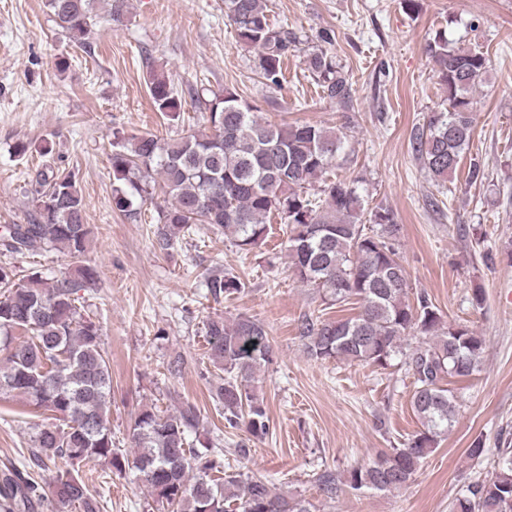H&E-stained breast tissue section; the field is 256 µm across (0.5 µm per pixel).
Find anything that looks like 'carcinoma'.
<instances>
[{
  "label": "carcinoma",
  "instance_id": "1",
  "mask_svg": "<svg viewBox=\"0 0 512 512\" xmlns=\"http://www.w3.org/2000/svg\"><path fill=\"white\" fill-rule=\"evenodd\" d=\"M54 25L74 43L87 44L97 15L93 0H46ZM224 14L240 42L257 50L264 79L281 85L288 52L300 44L292 30L271 23L267 0H224ZM438 66L445 98L428 113L412 148L437 186L444 187L469 150L478 122L472 92L486 79L489 59L448 40L439 32L427 44ZM308 68L330 98L349 97L346 76L336 60L313 53ZM149 92L157 111L180 118L182 99L166 78L150 75ZM209 113V131L178 138L157 134H113L112 176L115 206L133 220L141 206L160 192L168 197L156 210L153 246L167 252L195 224H208L233 238L246 254L268 237L266 219L275 214L286 225L295 275L331 304L355 299L360 311L334 320L306 316L300 335L317 360L338 359L385 367L396 355L415 379L411 398L422 429L401 448L354 466L342 484L393 492L406 487L438 438L453 426L456 401L444 382L478 371L484 339L460 323L443 325L426 296L411 304L408 274L395 249L402 227L382 205L365 215L359 180L329 178L344 152L342 133L314 124L263 121L238 94L197 90ZM34 210L24 224L0 231V250L10 254L57 250L75 262L78 277L48 279L40 272L19 278L0 265V396L21 395L53 422L34 437V459H66L73 466L94 462L112 473L133 472L150 489L154 512H313L314 505L276 491L256 474L224 469V458L198 447L191 434L203 426L198 408L186 403L174 412L142 409L129 431L131 454L116 448L108 414L112 372L100 324L75 303L79 288L98 284L86 258L91 229L78 172L49 163L35 170ZM215 301L244 292L239 279L220 270L204 281ZM419 327L426 341L403 350L409 329ZM208 358L226 373L214 386V400L230 428L243 426L262 439L270 420L255 391L256 372L276 352L265 325L240 315L205 324ZM47 502L53 512H99L89 484L70 469L39 483L16 469L0 473V512H35ZM456 512H512V450L501 451L495 476L468 487Z\"/></svg>",
  "mask_w": 512,
  "mask_h": 512
}]
</instances>
